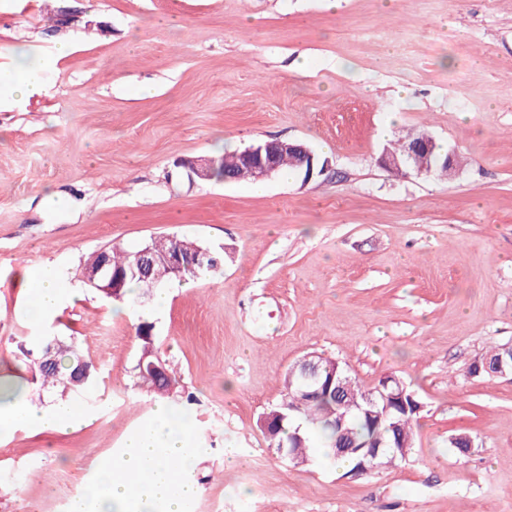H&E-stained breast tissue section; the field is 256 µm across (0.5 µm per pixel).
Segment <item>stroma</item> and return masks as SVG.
Here are the masks:
<instances>
[{
  "instance_id": "obj_1",
  "label": "stroma",
  "mask_w": 512,
  "mask_h": 512,
  "mask_svg": "<svg viewBox=\"0 0 512 512\" xmlns=\"http://www.w3.org/2000/svg\"><path fill=\"white\" fill-rule=\"evenodd\" d=\"M23 52L47 66L39 95L0 97V371L85 421L0 429V512H69L148 424L142 321L194 420L185 512H512V375L470 372L512 346V0H0V71ZM420 131L455 150L452 178L378 164ZM275 139L328 170L257 194L178 166ZM164 235L223 255L222 274L168 283L160 310L82 282L88 254ZM35 266L63 285L38 322ZM47 333L93 362L88 387L26 367ZM310 352L363 388L411 387L407 461L354 475L274 454L259 419Z\"/></svg>"
}]
</instances>
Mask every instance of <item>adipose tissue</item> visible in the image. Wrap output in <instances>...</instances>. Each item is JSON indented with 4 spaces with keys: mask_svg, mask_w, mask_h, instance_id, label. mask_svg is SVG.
Instances as JSON below:
<instances>
[{
    "mask_svg": "<svg viewBox=\"0 0 512 512\" xmlns=\"http://www.w3.org/2000/svg\"><path fill=\"white\" fill-rule=\"evenodd\" d=\"M28 308L38 321L57 307L62 286L55 276L32 270ZM84 418L77 411L33 409L24 398H16L10 412L0 413V428L17 424L65 431L80 426ZM192 425L174 417L170 405H157L150 425L130 434L120 459L103 465L71 512H182L185 500L195 493L184 474L194 462L189 449Z\"/></svg>",
    "mask_w": 512,
    "mask_h": 512,
    "instance_id": "1",
    "label": "adipose tissue"
}]
</instances>
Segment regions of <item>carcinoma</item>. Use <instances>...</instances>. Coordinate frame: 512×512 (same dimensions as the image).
<instances>
[{
  "label": "carcinoma",
  "instance_id": "1",
  "mask_svg": "<svg viewBox=\"0 0 512 512\" xmlns=\"http://www.w3.org/2000/svg\"><path fill=\"white\" fill-rule=\"evenodd\" d=\"M137 250L120 247H108L105 251L93 252L83 265V279L97 274L103 261L114 275L124 274L122 288L113 299L123 298L128 288L136 284L141 289L140 297L151 295L152 290L139 276L130 273L135 264ZM154 329L152 323L143 321L137 325L136 336L140 341L141 355L152 360L157 355L155 337L150 335ZM83 357L71 345L49 343L41 340V353L37 364L41 366L40 378L44 385H61L65 389L84 388L92 382L95 367L89 368V376H84L80 366ZM139 387L147 393L167 397L178 384L175 376L166 373L156 376L149 371L138 372ZM298 375L288 372L284 380L282 397L288 399L286 407H272L282 414L276 423L273 435L268 443L271 450L280 457L290 456L295 463L309 465L318 458L334 460L341 456L336 449L338 429L349 433L355 442L365 448H376L378 453L364 456L363 452H352L346 457L364 464L368 471L386 467L405 459L411 453L414 443V425L419 413L413 411L390 409L380 424H375L364 415L365 400L371 391L362 388L355 378L346 381V388L341 395L334 394V388H325L310 399L295 400Z\"/></svg>",
  "mask_w": 512,
  "mask_h": 512
}]
</instances>
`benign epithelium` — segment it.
I'll return each mask as SVG.
<instances>
[{"label":"benign epithelium","mask_w":512,"mask_h":512,"mask_svg":"<svg viewBox=\"0 0 512 512\" xmlns=\"http://www.w3.org/2000/svg\"><path fill=\"white\" fill-rule=\"evenodd\" d=\"M293 157L295 165L300 171L303 182L310 181L314 176L322 174L327 163L319 161L315 153L306 145L299 142L272 140L251 145L235 154L233 164L247 167L253 178L263 181L272 178L279 169V159L282 155ZM424 156L433 160L429 165H420L412 168L418 175L438 174L445 178L452 177L457 170V160L454 151H440V147L427 135H412L404 143L401 154L383 152L381 162L384 166L400 170L408 166V162L418 156ZM177 166L185 169L187 176L195 181H210L213 179V162L208 156L182 159ZM169 237L160 236L139 248L135 268L144 278L148 279L151 272L147 271L146 263L149 260H160L168 268L169 273L178 279L183 278L184 273L192 271L199 273L205 269L211 270L218 266V261L211 252L201 247L192 248V252L186 254L174 251L168 247ZM317 353L310 352L299 360L300 367V395H308L311 389L321 385L320 374L314 367ZM473 374L483 371L490 374L503 375L512 371V360L506 362L498 359L494 364L488 362H475L472 368ZM406 387L403 382L393 375H387L373 391V396L368 399V405L376 406L379 402L394 404L404 401Z\"/></svg>","instance_id":"obj_1"}]
</instances>
